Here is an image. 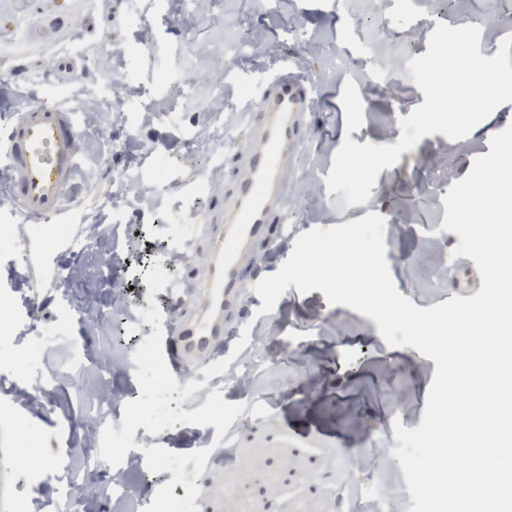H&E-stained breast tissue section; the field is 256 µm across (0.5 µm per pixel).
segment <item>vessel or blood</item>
<instances>
[{"mask_svg":"<svg viewBox=\"0 0 512 512\" xmlns=\"http://www.w3.org/2000/svg\"><path fill=\"white\" fill-rule=\"evenodd\" d=\"M259 94V113L241 142V168L208 235L206 272L180 288L178 311L163 329V354L174 366L207 365L223 350L226 323L246 286L242 271L258 268V241L267 225L284 218L285 172L319 105L314 79L290 61L263 75ZM79 157L75 112L49 101L19 108L0 137V191L12 216L61 221Z\"/></svg>","mask_w":512,"mask_h":512,"instance_id":"b4317fda","label":"vessel or blood"}]
</instances>
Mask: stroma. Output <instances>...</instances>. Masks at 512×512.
Instances as JSON below:
<instances>
[{
  "mask_svg": "<svg viewBox=\"0 0 512 512\" xmlns=\"http://www.w3.org/2000/svg\"><path fill=\"white\" fill-rule=\"evenodd\" d=\"M130 7V0H98L94 7L88 0H0V128L10 120V104L55 100L80 116L87 107L97 109L94 124L81 128V174L69 203L76 211L72 233L89 240L81 257L49 236L48 225L10 223L7 207L0 206V220L9 223L0 231V293L8 297L0 319L11 311L18 317L15 335L0 340V512H9L15 500L26 501L28 512H74L55 497L54 467L83 466L92 450L82 398L110 393L108 417L121 428L125 404L140 396L132 355L154 331L139 309L153 301L167 310L174 288L201 279L206 253L198 225L164 290L150 292L143 275L125 270L123 262L146 241L153 251L171 252L162 219L174 213L187 183L201 174L215 182L202 213L218 218L239 158L236 148L211 135L213 99L223 103L224 132L239 138L258 109L262 69L289 55L330 98L313 113L287 174L288 234L270 248L261 275L278 271L300 234L376 213L386 219L392 279L401 295L423 309L447 301L456 270L469 262L451 255L460 238L442 228L443 198L476 157L489 153L491 136L512 124L508 102L466 138L422 137L397 164L379 172L366 203L349 206L325 182L344 138L360 145L400 138V118L425 100L413 80L386 85L394 61L404 53L424 55L438 22L474 25L482 14L498 19L482 27L479 44L483 56L493 57L501 39L512 34V0H199L190 17L181 15L177 0H145V19L136 29L125 23ZM145 32L151 48L140 53L136 43ZM90 54L112 57L113 63L88 65ZM166 58L178 60L190 82L187 92L158 84ZM349 79L364 104V124L350 133L341 102ZM143 91L151 94L156 115L136 111L131 98ZM105 95L111 106H100ZM115 136L131 139L133 150L116 148ZM153 148L175 165L166 182L154 176L146 155ZM123 176L133 179L151 207L122 212L118 220L128 230L119 238H112L106 223L88 236L96 196ZM44 260L59 269L58 279L42 276ZM80 264L90 274L82 283L89 317L62 335L57 290L71 284L70 270ZM34 298L42 310L32 323L26 310ZM261 305L253 290L245 291L242 307L254 319L249 343L224 373L208 378L193 366L185 372L201 387L181 410L200 408L216 390L226 402L244 403L229 427L233 446L216 445L214 426L180 423L155 435L137 428L134 442L177 453L213 447L210 472L196 480L200 512H335L337 494L355 497L366 474L328 466L327 457L346 448L396 447L393 423L420 426L436 364L413 347H388L373 319L328 304L322 291L302 295L292 286L273 312L259 314ZM34 343L42 349L37 358L29 354ZM75 346L91 359L90 368L62 380L51 402L22 403L20 390L40 387L47 372L64 369ZM172 477L167 470L129 472L126 503L105 496L94 512L150 505Z\"/></svg>",
  "mask_w": 512,
  "mask_h": 512,
  "instance_id": "stroma-1",
  "label": "stroma"
}]
</instances>
